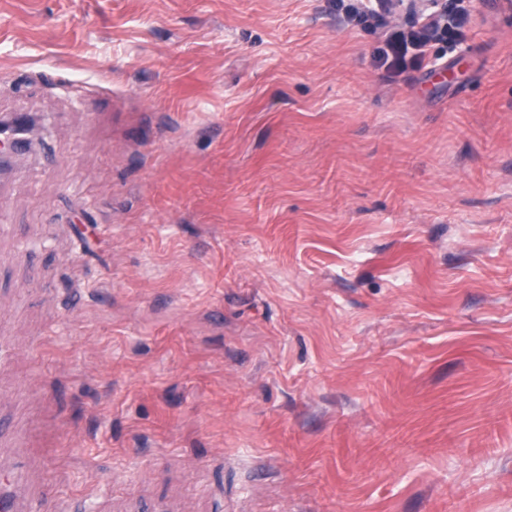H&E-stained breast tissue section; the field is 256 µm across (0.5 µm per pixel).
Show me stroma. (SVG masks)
<instances>
[{"instance_id":"obj_1","label":"stroma","mask_w":512,"mask_h":512,"mask_svg":"<svg viewBox=\"0 0 512 512\" xmlns=\"http://www.w3.org/2000/svg\"><path fill=\"white\" fill-rule=\"evenodd\" d=\"M0 0V475L59 512H512V0ZM438 27L433 21H424L417 30H396L389 33L384 40V48L379 52L378 61L387 69L399 70L409 47L424 53L425 47L436 40Z\"/></svg>"}]
</instances>
